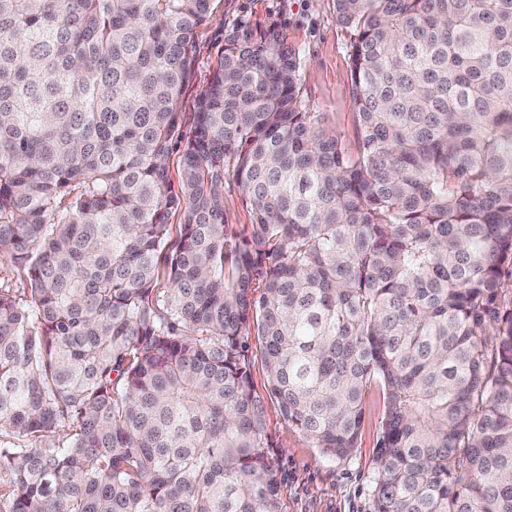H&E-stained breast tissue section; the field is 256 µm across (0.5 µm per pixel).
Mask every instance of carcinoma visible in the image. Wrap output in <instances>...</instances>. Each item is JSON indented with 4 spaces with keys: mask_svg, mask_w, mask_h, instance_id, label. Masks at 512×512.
<instances>
[{
    "mask_svg": "<svg viewBox=\"0 0 512 512\" xmlns=\"http://www.w3.org/2000/svg\"><path fill=\"white\" fill-rule=\"evenodd\" d=\"M335 2L352 151L278 29L179 111L212 0H0V512H277L256 356L329 457L378 388L374 512H512V0ZM224 210L227 223L234 224L235 230L241 231L253 221L251 212L243 205L237 190H233L227 183H224Z\"/></svg>",
    "mask_w": 512,
    "mask_h": 512,
    "instance_id": "1",
    "label": "carcinoma"
}]
</instances>
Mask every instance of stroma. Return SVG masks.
<instances>
[{"label": "stroma", "mask_w": 512, "mask_h": 512, "mask_svg": "<svg viewBox=\"0 0 512 512\" xmlns=\"http://www.w3.org/2000/svg\"><path fill=\"white\" fill-rule=\"evenodd\" d=\"M212 6V21L197 31L198 51L181 92L180 111H194L212 76L226 30L242 27L260 39L277 28L303 62L302 93L310 111L323 113L325 129L354 147L351 35L336 21L335 0H213ZM265 411L274 441L269 454L280 478L278 512H373L382 415L377 392L366 398L359 444L345 459L323 455L302 432L284 424L274 400H266Z\"/></svg>", "instance_id": "obj_1"}]
</instances>
